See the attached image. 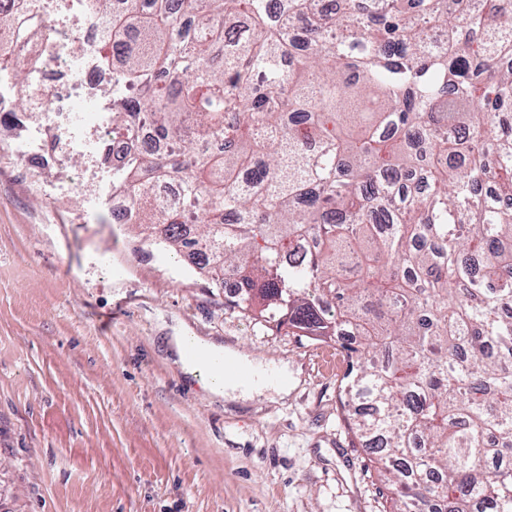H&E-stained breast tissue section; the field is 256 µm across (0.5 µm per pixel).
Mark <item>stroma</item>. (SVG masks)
<instances>
[{"label":"stroma","instance_id":"stroma-1","mask_svg":"<svg viewBox=\"0 0 512 512\" xmlns=\"http://www.w3.org/2000/svg\"><path fill=\"white\" fill-rule=\"evenodd\" d=\"M65 184L0 137V512H382L352 444L336 340L273 330L184 260L112 221V172ZM299 371L283 399L225 403L164 336Z\"/></svg>","mask_w":512,"mask_h":512}]
</instances>
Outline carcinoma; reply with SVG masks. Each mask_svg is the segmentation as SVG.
I'll list each match as a JSON object with an SVG mask.
<instances>
[{
  "label": "carcinoma",
  "instance_id": "carcinoma-1",
  "mask_svg": "<svg viewBox=\"0 0 512 512\" xmlns=\"http://www.w3.org/2000/svg\"><path fill=\"white\" fill-rule=\"evenodd\" d=\"M97 0L129 223L225 302L337 336L389 512H512V0ZM12 39L50 27L0 6ZM162 182L180 202L157 200Z\"/></svg>",
  "mask_w": 512,
  "mask_h": 512
}]
</instances>
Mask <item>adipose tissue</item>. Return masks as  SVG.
<instances>
[{"mask_svg":"<svg viewBox=\"0 0 512 512\" xmlns=\"http://www.w3.org/2000/svg\"><path fill=\"white\" fill-rule=\"evenodd\" d=\"M203 346L210 354L236 361L241 367L259 375L258 380L250 385L227 384L218 375L210 373L206 365L185 363V371L192 375L207 392L227 402L244 403L266 394L284 398L298 382L297 372L285 367L281 368L279 379H266L264 376L266 367L261 360L244 356L233 347L208 340L204 341Z\"/></svg>","mask_w":512,"mask_h":512,"instance_id":"ef3b65f1","label":"adipose tissue"}]
</instances>
